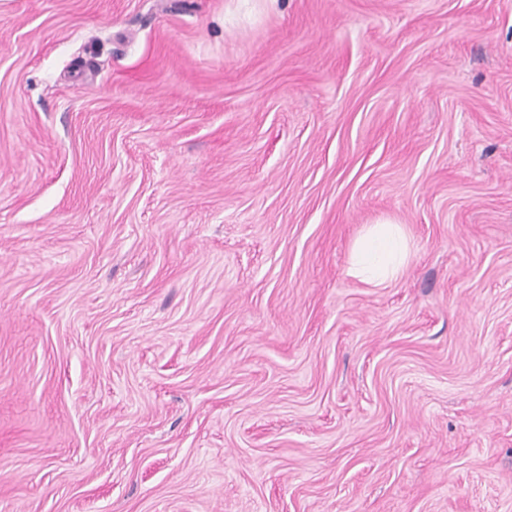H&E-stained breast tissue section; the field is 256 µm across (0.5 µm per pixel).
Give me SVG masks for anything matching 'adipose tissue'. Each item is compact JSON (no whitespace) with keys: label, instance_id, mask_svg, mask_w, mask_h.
Segmentation results:
<instances>
[{"label":"adipose tissue","instance_id":"obj_1","mask_svg":"<svg viewBox=\"0 0 512 512\" xmlns=\"http://www.w3.org/2000/svg\"><path fill=\"white\" fill-rule=\"evenodd\" d=\"M407 258L404 235L396 224H378L371 228L360 243L355 261V273L369 274L377 281L396 275Z\"/></svg>","mask_w":512,"mask_h":512}]
</instances>
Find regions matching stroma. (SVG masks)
<instances>
[{"label":"stroma","mask_w":512,"mask_h":512,"mask_svg":"<svg viewBox=\"0 0 512 512\" xmlns=\"http://www.w3.org/2000/svg\"><path fill=\"white\" fill-rule=\"evenodd\" d=\"M0 512H512V0H0ZM406 258L405 238L399 225L378 224L358 246L354 273H368L381 284L388 275L399 272Z\"/></svg>","instance_id":"1"}]
</instances>
